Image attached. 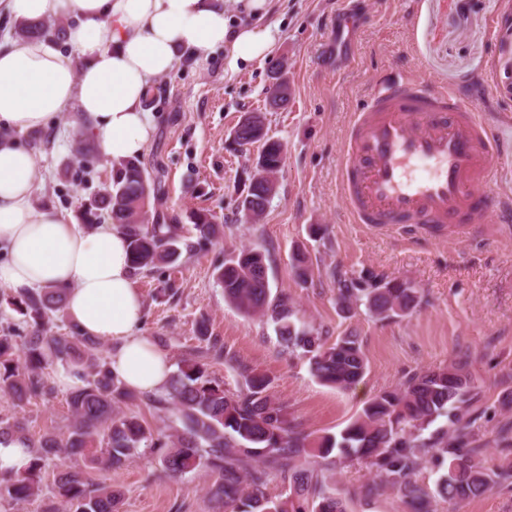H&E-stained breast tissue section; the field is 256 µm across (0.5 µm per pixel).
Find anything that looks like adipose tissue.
I'll use <instances>...</instances> for the list:
<instances>
[{"label":"adipose tissue","instance_id":"ef3b65f1","mask_svg":"<svg viewBox=\"0 0 512 512\" xmlns=\"http://www.w3.org/2000/svg\"><path fill=\"white\" fill-rule=\"evenodd\" d=\"M0 11L20 21L76 20L69 55L44 39L0 41V288L65 289L67 315L108 346L111 372L136 393L158 394L173 367L141 331L125 234L110 223L85 231L71 214L37 207V157L20 139L70 112L102 155L131 160L154 133L153 82L182 55L205 59L225 46L234 66L270 55L274 40L233 25L224 0H0Z\"/></svg>","mask_w":512,"mask_h":512}]
</instances>
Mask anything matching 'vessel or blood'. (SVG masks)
<instances>
[{
    "instance_id": "obj_1",
    "label": "vessel or blood",
    "mask_w": 512,
    "mask_h": 512,
    "mask_svg": "<svg viewBox=\"0 0 512 512\" xmlns=\"http://www.w3.org/2000/svg\"><path fill=\"white\" fill-rule=\"evenodd\" d=\"M502 154L477 106L420 70L377 81L352 113L336 186L352 223L430 229L496 223Z\"/></svg>"
}]
</instances>
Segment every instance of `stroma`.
I'll list each match as a JSON object with an SVG mask.
<instances>
[{
	"label": "stroma",
	"instance_id": "1",
	"mask_svg": "<svg viewBox=\"0 0 512 512\" xmlns=\"http://www.w3.org/2000/svg\"><path fill=\"white\" fill-rule=\"evenodd\" d=\"M351 15L355 57L336 56L340 6ZM274 39L271 56L230 67L225 50L204 62L183 57L150 91L155 134L142 155L159 170L160 204L171 222L189 224L204 210L224 226V236L205 250L183 253L179 270L159 266L134 276L145 305L142 331L171 361L195 355L196 324L206 321L232 362L210 367L225 389L241 387L239 367L267 374L271 394L292 422L318 438L339 435L364 403L399 386L414 372L451 363L480 380L468 408L475 438L489 463L512 462L499 428L512 424V223L473 224L456 241L398 225L372 232L349 223L336 193L340 147L350 113L376 81L420 67L430 83L475 100L494 136L512 145V0H272L261 20ZM287 63V106H267L275 61ZM263 112L268 133L285 149L277 191L259 221L238 210L258 147L235 151L232 133L241 117ZM62 114L24 143L39 157L35 198L72 214L111 185V159L75 134ZM89 143L77 154L79 142ZM257 247L270 260L272 293L286 294L297 317L330 336L356 331L368 361L361 382L347 391L319 383L305 359L284 352L271 321L247 316L224 299L215 277L225 259ZM303 251L310 275L292 273V254ZM372 270L415 284L421 302L411 315L380 322L357 305L346 315L336 306L335 272ZM68 393L22 406L0 397V419L21 422L31 439L66 432ZM95 482L120 489V512H222L205 490L204 472L173 479L154 459L141 458L117 471H96ZM371 477L356 464L341 465L336 484L348 494L349 512H405L385 488L371 497L360 488Z\"/></svg>",
	"mask_w": 512,
	"mask_h": 512
}]
</instances>
